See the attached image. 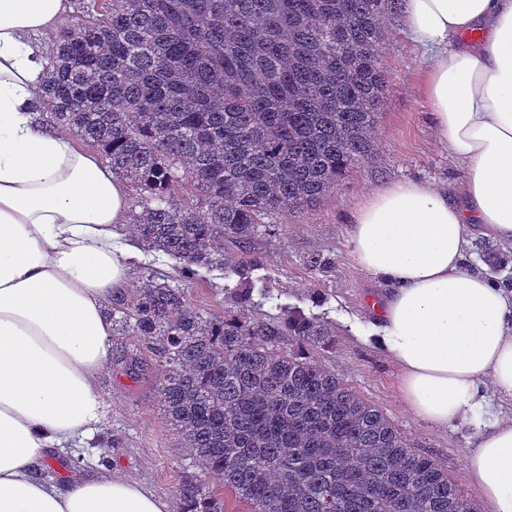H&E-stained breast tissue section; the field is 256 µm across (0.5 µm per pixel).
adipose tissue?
Here are the masks:
<instances>
[{
    "label": "adipose tissue",
    "mask_w": 512,
    "mask_h": 512,
    "mask_svg": "<svg viewBox=\"0 0 512 512\" xmlns=\"http://www.w3.org/2000/svg\"><path fill=\"white\" fill-rule=\"evenodd\" d=\"M68 0H0V512H169L109 475L60 488L38 472L100 423L110 363L106 303L123 289L127 191L68 135L37 123L44 49ZM430 54L424 91L438 139L468 173L461 193L407 181L351 213L355 264L384 286L372 343L400 370L405 406L445 428L470 421L491 379L512 400V290L471 272L473 230L512 244V0H405ZM466 473L489 512H512V420L490 417Z\"/></svg>",
    "instance_id": "1"
}]
</instances>
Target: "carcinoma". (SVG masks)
Returning a JSON list of instances; mask_svg holds the SVG:
<instances>
[{"label": "carcinoma", "mask_w": 512, "mask_h": 512, "mask_svg": "<svg viewBox=\"0 0 512 512\" xmlns=\"http://www.w3.org/2000/svg\"><path fill=\"white\" fill-rule=\"evenodd\" d=\"M404 0H88L47 49L39 107L108 156L133 192L141 241L237 277L238 307L268 290L251 245L298 218L375 150L391 75L387 22ZM188 186L197 204L173 199ZM235 245L224 257V243ZM132 379L154 350L166 422L201 467L179 512H478L432 456L309 350L336 329L296 306L207 318L148 282L109 300ZM292 349L282 352V342Z\"/></svg>", "instance_id": "obj_1"}]
</instances>
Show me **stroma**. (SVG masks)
<instances>
[{
	"instance_id": "stroma-1",
	"label": "stroma",
	"mask_w": 512,
	"mask_h": 512,
	"mask_svg": "<svg viewBox=\"0 0 512 512\" xmlns=\"http://www.w3.org/2000/svg\"><path fill=\"white\" fill-rule=\"evenodd\" d=\"M383 64L392 76L379 116L377 150L369 163L351 173L336 194L323 199L301 217L274 216L277 230L257 237L252 255L272 297L250 308L249 316L272 315L277 305L297 306L336 328V344L315 350L314 356L378 406L404 432L412 448L431 455L447 468L461 492L477 500L478 492L465 470V457L475 447L486 420L436 428L403 404L399 370L384 353L361 336L371 318V304L382 286L355 264L348 244L353 205L376 188L415 181L459 186L465 173L435 133L423 89L428 59L404 33L400 18L389 22ZM319 267H309L312 256ZM470 270L487 275L498 285L512 283V246L481 235L466 251ZM174 261L155 249H142L132 264L125 296H135L143 281L175 284ZM224 273L202 271L185 283L191 303L204 315L221 317L235 311L224 294ZM97 384L105 418L93 433L77 440L66 453L52 454L42 476L65 484L83 477L115 475L139 482L170 507H177L180 488L200 469L169 429L160 401L156 369L130 379L114 365L100 374ZM118 447H110V440Z\"/></svg>"
}]
</instances>
